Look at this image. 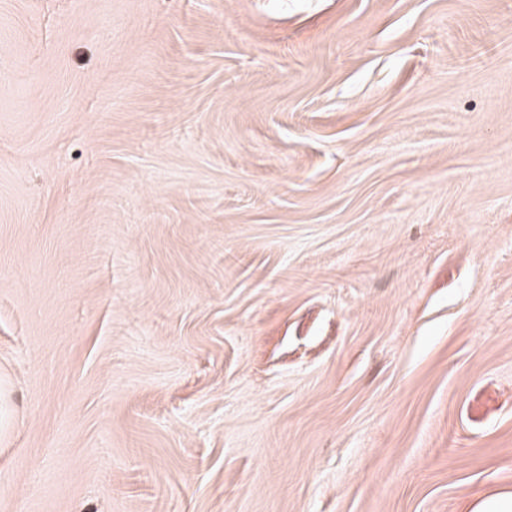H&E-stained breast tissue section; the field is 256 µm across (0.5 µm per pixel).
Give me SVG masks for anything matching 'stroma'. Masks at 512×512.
Wrapping results in <instances>:
<instances>
[{"instance_id":"1","label":"stroma","mask_w":512,"mask_h":512,"mask_svg":"<svg viewBox=\"0 0 512 512\" xmlns=\"http://www.w3.org/2000/svg\"><path fill=\"white\" fill-rule=\"evenodd\" d=\"M512 500V0H0V512Z\"/></svg>"}]
</instances>
